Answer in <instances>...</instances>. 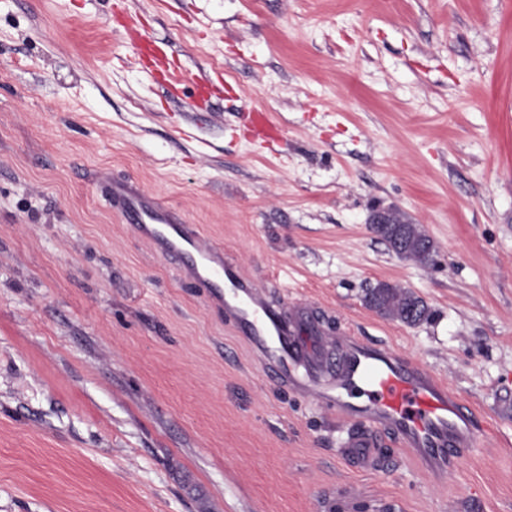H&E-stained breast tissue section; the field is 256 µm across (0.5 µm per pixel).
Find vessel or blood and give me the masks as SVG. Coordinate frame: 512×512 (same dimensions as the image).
Returning a JSON list of instances; mask_svg holds the SVG:
<instances>
[{
	"label": "vessel or blood",
	"mask_w": 512,
	"mask_h": 512,
	"mask_svg": "<svg viewBox=\"0 0 512 512\" xmlns=\"http://www.w3.org/2000/svg\"><path fill=\"white\" fill-rule=\"evenodd\" d=\"M109 198L142 238L186 259L187 271L223 300L278 379L352 426L342 453L359 469L375 470L372 435L379 431L437 477L473 447L479 431L474 410L420 363L358 336L325 338L306 304L287 311L272 304L262 287L225 260L223 248L206 243L177 211L135 185L112 183Z\"/></svg>",
	"instance_id": "b4317fda"
}]
</instances>
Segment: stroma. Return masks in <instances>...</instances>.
<instances>
[{
    "instance_id": "35a3bbf8",
    "label": "stroma",
    "mask_w": 512,
    "mask_h": 512,
    "mask_svg": "<svg viewBox=\"0 0 512 512\" xmlns=\"http://www.w3.org/2000/svg\"><path fill=\"white\" fill-rule=\"evenodd\" d=\"M114 178L273 303L434 372L475 447L438 479L382 433L355 468ZM386 209L432 263L370 231ZM379 282L428 320L367 308ZM0 512H512V0H0Z\"/></svg>"
}]
</instances>
